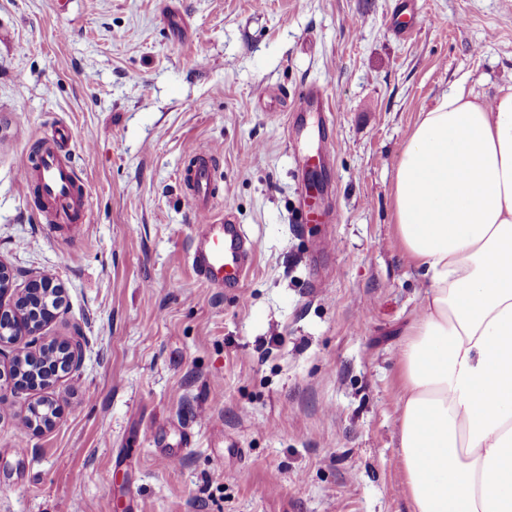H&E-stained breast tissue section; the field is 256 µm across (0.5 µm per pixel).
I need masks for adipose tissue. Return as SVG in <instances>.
Listing matches in <instances>:
<instances>
[{"mask_svg": "<svg viewBox=\"0 0 512 512\" xmlns=\"http://www.w3.org/2000/svg\"><path fill=\"white\" fill-rule=\"evenodd\" d=\"M429 281L400 351L413 512H512V86L453 87L419 114L393 187Z\"/></svg>", "mask_w": 512, "mask_h": 512, "instance_id": "1", "label": "adipose tissue"}]
</instances>
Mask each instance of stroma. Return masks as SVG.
<instances>
[{"instance_id": "35a3bbf8", "label": "stroma", "mask_w": 512, "mask_h": 512, "mask_svg": "<svg viewBox=\"0 0 512 512\" xmlns=\"http://www.w3.org/2000/svg\"><path fill=\"white\" fill-rule=\"evenodd\" d=\"M54 2L0 0V260L63 286L49 334L85 353L53 428L25 427L34 394L0 410V512H412L399 351L429 283L397 236L396 166L453 86L512 85V0H416L404 36L402 0ZM313 83L335 224L297 221L287 116ZM63 126L76 236L19 179ZM197 145L215 217L256 243L235 288L188 259ZM301 98L303 99L306 107L310 108L315 106V109L312 112H318V139H325V136L328 138L326 134V130L328 127V123L325 121L323 116L320 114L325 111V101H326V87L320 83H314L307 86L301 94Z\"/></svg>"}]
</instances>
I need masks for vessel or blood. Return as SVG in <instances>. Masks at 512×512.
Listing matches in <instances>:
<instances>
[{
  "label": "vessel or blood",
  "instance_id": "obj_1",
  "mask_svg": "<svg viewBox=\"0 0 512 512\" xmlns=\"http://www.w3.org/2000/svg\"><path fill=\"white\" fill-rule=\"evenodd\" d=\"M301 97L306 106L319 112L318 130L326 132L328 124L321 117L325 110V85L311 84L304 89ZM190 156L194 167L186 183L195 200L190 253L192 266L210 287L224 288L239 284L249 266L255 245L231 217L218 221L212 217V152L197 147L191 150ZM22 178L30 186L35 202L49 212L51 222L74 228L83 224L86 198L82 178L71 157L61 150L58 142H51L42 150L34 165L23 169Z\"/></svg>",
  "mask_w": 512,
  "mask_h": 512
}]
</instances>
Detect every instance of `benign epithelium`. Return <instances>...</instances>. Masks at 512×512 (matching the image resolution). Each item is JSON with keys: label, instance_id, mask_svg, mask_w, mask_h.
<instances>
[{"label": "benign epithelium", "instance_id": "7a95c632", "mask_svg": "<svg viewBox=\"0 0 512 512\" xmlns=\"http://www.w3.org/2000/svg\"><path fill=\"white\" fill-rule=\"evenodd\" d=\"M16 275L0 262V405L20 389L50 393L62 378L79 371L84 358V342L73 336L62 342L47 339V326L66 311L63 290L45 275H31L24 289H14ZM52 406L53 417L46 423L24 419L29 429L39 433L60 418L57 401L46 398L33 405Z\"/></svg>", "mask_w": 512, "mask_h": 512}]
</instances>
